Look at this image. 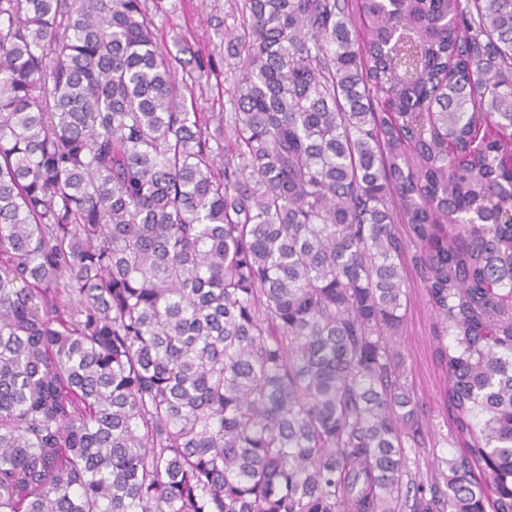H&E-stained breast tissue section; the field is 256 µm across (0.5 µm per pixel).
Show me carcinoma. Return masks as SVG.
Wrapping results in <instances>:
<instances>
[{"mask_svg": "<svg viewBox=\"0 0 512 512\" xmlns=\"http://www.w3.org/2000/svg\"><path fill=\"white\" fill-rule=\"evenodd\" d=\"M238 17L213 127L142 0H0V512H512V0ZM407 287L406 331L400 339V344L405 357L408 380L416 396L435 416L434 422L438 427L441 426V432L446 434L448 428L439 415L443 374L433 359L432 314L426 304L423 288L412 275L408 277Z\"/></svg>", "mask_w": 512, "mask_h": 512, "instance_id": "1", "label": "carcinoma"}]
</instances>
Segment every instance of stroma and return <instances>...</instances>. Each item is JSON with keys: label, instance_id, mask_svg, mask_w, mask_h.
Listing matches in <instances>:
<instances>
[{"label": "stroma", "instance_id": "35a3bbf8", "mask_svg": "<svg viewBox=\"0 0 512 512\" xmlns=\"http://www.w3.org/2000/svg\"><path fill=\"white\" fill-rule=\"evenodd\" d=\"M162 48L175 59L176 76L185 79L192 53L212 55L215 70L207 81L193 86V109L225 113L232 105L226 93L234 79L235 58L227 51L226 34L238 25L236 0H143ZM406 331L400 340L408 380L431 412L440 410L443 374L433 359L432 314L416 280L407 283Z\"/></svg>", "mask_w": 512, "mask_h": 512}]
</instances>
